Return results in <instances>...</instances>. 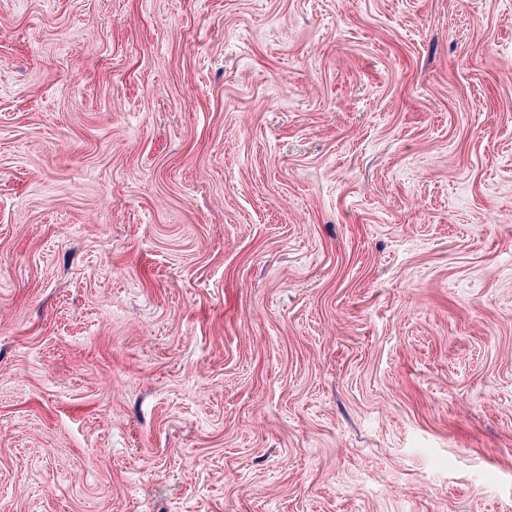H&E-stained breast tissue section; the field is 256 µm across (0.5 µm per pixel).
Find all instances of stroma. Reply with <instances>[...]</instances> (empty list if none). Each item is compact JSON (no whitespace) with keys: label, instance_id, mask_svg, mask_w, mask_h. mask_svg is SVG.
<instances>
[{"label":"stroma","instance_id":"obj_1","mask_svg":"<svg viewBox=\"0 0 512 512\" xmlns=\"http://www.w3.org/2000/svg\"><path fill=\"white\" fill-rule=\"evenodd\" d=\"M0 512H512V0H0Z\"/></svg>","mask_w":512,"mask_h":512}]
</instances>
